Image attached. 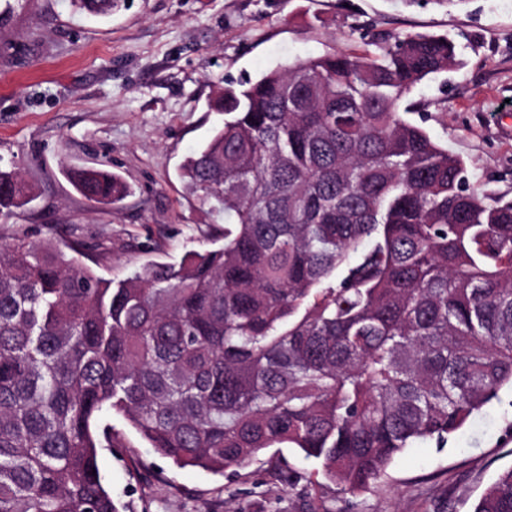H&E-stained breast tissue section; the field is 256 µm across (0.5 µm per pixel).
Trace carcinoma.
Segmentation results:
<instances>
[{"label":"carcinoma","mask_w":512,"mask_h":512,"mask_svg":"<svg viewBox=\"0 0 512 512\" xmlns=\"http://www.w3.org/2000/svg\"><path fill=\"white\" fill-rule=\"evenodd\" d=\"M461 51L379 32L218 89L224 123L180 167L224 213L218 249L115 281L76 246L0 240V512H118L105 409L180 468L291 448L353 497L512 386V199L403 106ZM69 177L97 203L126 191ZM34 197L0 166V224ZM473 512H512V467Z\"/></svg>","instance_id":"obj_1"}]
</instances>
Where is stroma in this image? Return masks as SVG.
Segmentation results:
<instances>
[{"mask_svg": "<svg viewBox=\"0 0 512 512\" xmlns=\"http://www.w3.org/2000/svg\"><path fill=\"white\" fill-rule=\"evenodd\" d=\"M445 35L457 67L409 95L412 122L467 163L485 192L512 198V0H120L112 15L71 0H15L0 25V162L34 184L35 200L0 238L80 244L81 263L122 279L224 243V219L189 192L179 167L224 115V84L258 79L297 58L359 51L371 34ZM106 165L128 185L120 202L87 201L72 169ZM112 443L98 464L120 512H340L320 465L288 448L237 472L180 469L122 416L102 412ZM287 461L295 485L275 469ZM512 466V392L472 417L444 447L397 456L360 492L362 512H473Z\"/></svg>", "mask_w": 512, "mask_h": 512, "instance_id": "obj_1", "label": "stroma"}]
</instances>
